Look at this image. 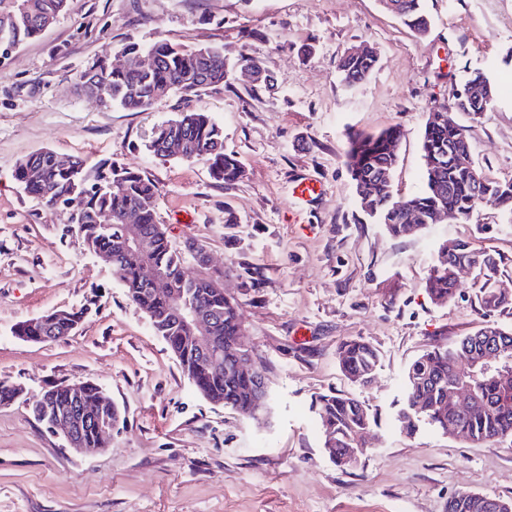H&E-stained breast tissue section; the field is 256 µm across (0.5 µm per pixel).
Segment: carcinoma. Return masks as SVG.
I'll use <instances>...</instances> for the list:
<instances>
[{"instance_id": "1", "label": "carcinoma", "mask_w": 512, "mask_h": 512, "mask_svg": "<svg viewBox=\"0 0 512 512\" xmlns=\"http://www.w3.org/2000/svg\"><path fill=\"white\" fill-rule=\"evenodd\" d=\"M67 0H0V43L17 47L43 31L47 19L53 21L64 12ZM390 11L419 35L428 32L430 21L422 9V0H384ZM121 51L149 53L154 66L147 70H118L104 61L86 68L81 87L102 83L108 89L104 107H120L143 112L175 92L191 95L204 88L224 84L231 58L241 65L260 63L244 52L224 45L188 46L169 39H156L144 44L129 40ZM377 59L373 56L341 55L336 68L342 80L355 87L373 73ZM494 107L493 78L476 71L454 100L453 112L442 108L429 113L422 134V151L426 170L421 189L401 196L394 189L392 174L397 161L396 148L401 131L390 126L377 134L356 130L346 133V166L354 185L367 181L375 184L373 194L357 196L361 212L382 224L392 237L409 235L408 225L420 229L433 223L434 214L451 209L459 221L467 223L480 209L491 206L512 222V180L498 181L485 177L474 158L468 129L458 116L479 117ZM149 151L160 159L180 155L182 160L203 159L212 177L233 185L242 176V167L232 152L224 149V132L206 112H183L157 126L148 144ZM468 155L464 163L452 162L453 154ZM54 151L45 149L16 163L17 182L27 181L29 196L48 207L64 206L71 211L72 223L87 249L110 260L114 276L125 290L128 300L149 318L154 333L160 336L176 357L182 372L206 399L222 403L244 417L251 416L256 395L251 379L222 368L205 367L202 353L185 343L187 335L179 312L193 306L206 309L215 316L211 335L214 350L227 361L229 347L242 332V319L237 304L224 294L219 279L204 271L200 256L174 248L167 229L157 222L158 188L146 175L123 166L101 164L86 169L80 159L73 164L82 169L81 184L72 183L69 169L52 163ZM137 212V227L147 244V253H128L124 248L123 226L101 223L106 212L118 217L125 211ZM201 268L188 271V259ZM461 264L472 267L469 288L485 320L471 332L452 339L433 340L410 364L407 395L397 414L401 432L411 436L426 424L473 445L512 439V329H505L490 317L512 305V295L496 287L503 275L502 260L488 248L473 243L448 239L438 247L437 260L425 277V288L432 302L446 304L460 294L461 284L453 277ZM166 282L169 291L158 295L152 289L144 266ZM83 311L59 310L15 325L19 338L67 336L79 323ZM502 347L506 360L500 371L482 373L474 363L485 347ZM338 363L344 376L360 386L377 369L380 356L369 341L358 337L341 343ZM465 384L475 396L466 410L448 403V390ZM30 413L40 423L54 415V409L43 398L24 399ZM318 416L326 448H358L372 422L366 405L352 395L326 394L317 402ZM512 501H486L473 491H462L448 499V512H506Z\"/></svg>"}]
</instances>
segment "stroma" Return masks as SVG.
I'll return each instance as SVG.
<instances>
[{"label": "stroma", "mask_w": 512, "mask_h": 512, "mask_svg": "<svg viewBox=\"0 0 512 512\" xmlns=\"http://www.w3.org/2000/svg\"><path fill=\"white\" fill-rule=\"evenodd\" d=\"M419 35L382 0H68L57 22L0 60V382L35 395L91 381L121 410L106 448L81 454L23 403L0 407V512H447L462 490L512 498V441L473 446L420 427L400 433L409 365L431 339L481 320L470 289L435 305L422 282L439 244L464 239L498 253L512 292V224L492 207L394 238L356 205L346 132L398 126L393 184L420 189L429 112L449 104L474 71L490 72L496 102L468 125L489 178L512 179V0H423ZM253 39L243 40L244 31ZM245 47L273 77L251 89L240 69L226 85L173 94L145 112L108 109L79 90L97 59L118 62L127 40ZM368 44L377 66L361 87L336 60ZM198 110L224 131L243 176L216 183L205 161L161 160L154 127ZM49 148L86 167L112 161L159 189L157 218L174 248L206 246L239 306L242 343L266 369L262 420L195 391L175 356L131 304L111 268L89 252L69 210L49 208L14 179L16 163ZM322 194L297 203L290 182ZM240 218L225 228L224 211ZM258 269L259 286L246 284ZM84 309L70 336L25 342L19 322ZM361 337L380 353L374 381L351 383L339 345ZM332 391L375 420L356 468L328 457L315 406Z\"/></svg>", "instance_id": "35a3bbf8"}]
</instances>
